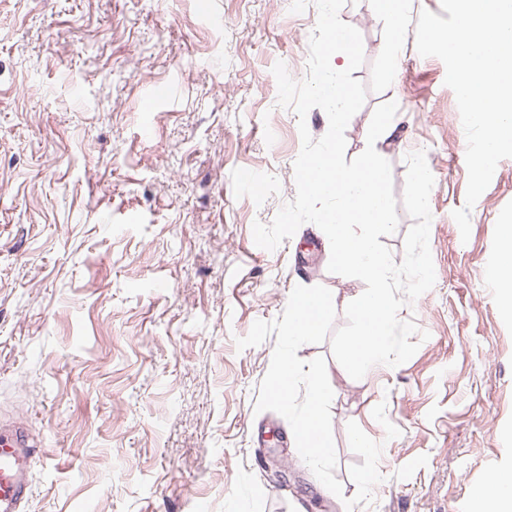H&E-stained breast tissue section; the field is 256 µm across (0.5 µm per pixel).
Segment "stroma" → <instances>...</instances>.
<instances>
[{
	"mask_svg": "<svg viewBox=\"0 0 512 512\" xmlns=\"http://www.w3.org/2000/svg\"><path fill=\"white\" fill-rule=\"evenodd\" d=\"M291 0H0V424L40 444L23 512H470L475 490L512 472V313L489 272L512 221V158L465 204L466 136L444 63L407 34L397 75L368 92L345 130L346 159L378 113L400 135L380 145L395 198L409 153L434 176L432 289L399 312L429 334L406 363L352 379L324 357L341 495L256 412L276 344L237 349L281 317L295 286L336 299L335 327L363 289L330 273V244L306 223L272 251L255 245L296 194L299 121L272 68L308 75L318 10ZM341 20L362 35L369 83L383 24L369 0ZM173 94L153 98L156 87ZM256 172L245 186L240 176ZM356 422L382 443L373 501L346 510L363 459Z\"/></svg>",
	"mask_w": 512,
	"mask_h": 512,
	"instance_id": "obj_1",
	"label": "stroma"
}]
</instances>
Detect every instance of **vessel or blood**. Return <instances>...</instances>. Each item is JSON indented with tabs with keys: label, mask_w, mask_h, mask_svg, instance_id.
Segmentation results:
<instances>
[{
	"label": "vessel or blood",
	"mask_w": 512,
	"mask_h": 512,
	"mask_svg": "<svg viewBox=\"0 0 512 512\" xmlns=\"http://www.w3.org/2000/svg\"><path fill=\"white\" fill-rule=\"evenodd\" d=\"M35 458V445L20 428H0V512H20Z\"/></svg>",
	"instance_id": "vessel-or-blood-1"
}]
</instances>
